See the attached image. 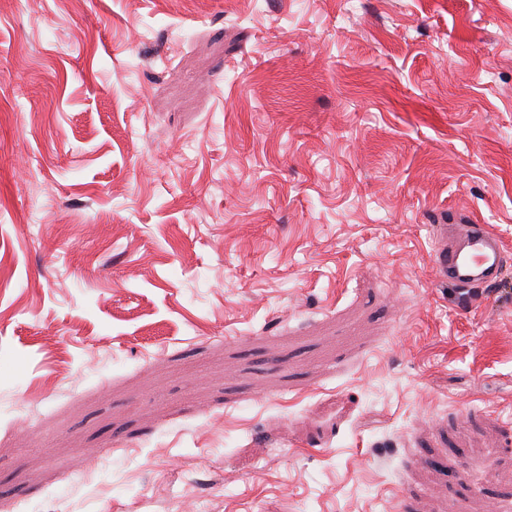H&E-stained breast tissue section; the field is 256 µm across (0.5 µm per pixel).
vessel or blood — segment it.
<instances>
[{
    "instance_id": "1",
    "label": "vessel or blood",
    "mask_w": 512,
    "mask_h": 512,
    "mask_svg": "<svg viewBox=\"0 0 512 512\" xmlns=\"http://www.w3.org/2000/svg\"><path fill=\"white\" fill-rule=\"evenodd\" d=\"M436 268L442 279L459 288L495 285L505 272L501 239L482 224L458 225L438 244Z\"/></svg>"
}]
</instances>
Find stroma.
Here are the masks:
<instances>
[{"label": "stroma", "instance_id": "1", "mask_svg": "<svg viewBox=\"0 0 512 512\" xmlns=\"http://www.w3.org/2000/svg\"><path fill=\"white\" fill-rule=\"evenodd\" d=\"M202 498L512 512V0H0V512ZM500 237L483 224H461L436 249L439 276L458 288L489 287L505 272Z\"/></svg>", "mask_w": 512, "mask_h": 512}]
</instances>
